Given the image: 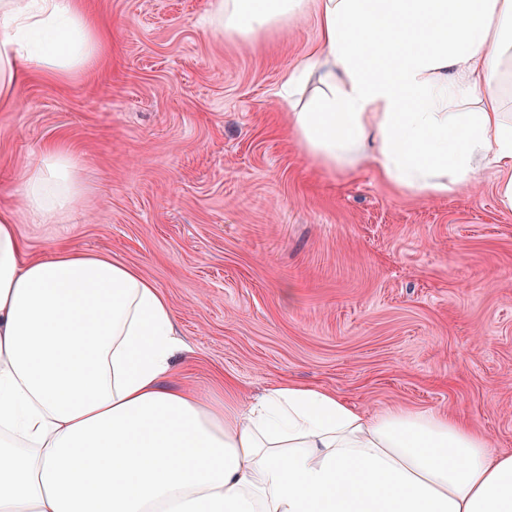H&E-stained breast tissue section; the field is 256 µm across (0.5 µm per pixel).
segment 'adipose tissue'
<instances>
[{"label":"adipose tissue","mask_w":512,"mask_h":512,"mask_svg":"<svg viewBox=\"0 0 512 512\" xmlns=\"http://www.w3.org/2000/svg\"><path fill=\"white\" fill-rule=\"evenodd\" d=\"M303 0H213L248 39ZM318 39L277 93L316 165L377 164L439 196L504 172L512 209V0H318ZM79 0H0V107L22 78L59 79L99 54ZM0 205V512H512V454L448 414L367 410L288 382L240 408L168 382L169 299L108 254L31 258L23 224H66L83 189L50 147Z\"/></svg>","instance_id":"adipose-tissue-1"}]
</instances>
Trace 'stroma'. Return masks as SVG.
Wrapping results in <instances>:
<instances>
[{"label":"stroma","mask_w":512,"mask_h":512,"mask_svg":"<svg viewBox=\"0 0 512 512\" xmlns=\"http://www.w3.org/2000/svg\"><path fill=\"white\" fill-rule=\"evenodd\" d=\"M210 0H84L103 52L35 74L0 108V186L46 146L84 187L67 224H24L31 255L99 251L165 293L173 384L225 404L294 380L366 409L450 410L512 453V209L496 167L467 190L406 193L375 164H313L276 95L314 43L313 9L247 41Z\"/></svg>","instance_id":"1"}]
</instances>
